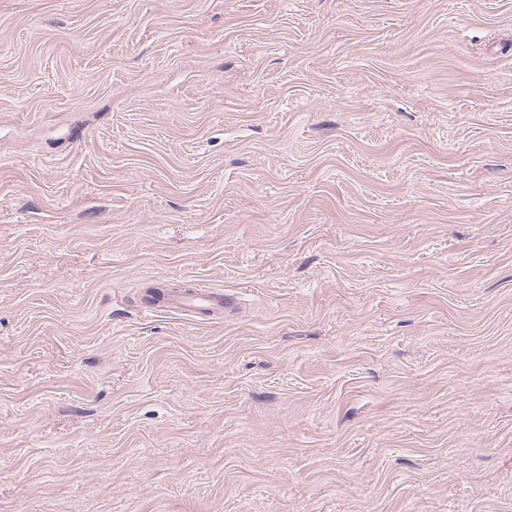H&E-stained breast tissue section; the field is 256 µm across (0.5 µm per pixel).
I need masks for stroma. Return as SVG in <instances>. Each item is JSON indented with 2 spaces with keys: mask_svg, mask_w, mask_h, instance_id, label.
Returning a JSON list of instances; mask_svg holds the SVG:
<instances>
[{
  "mask_svg": "<svg viewBox=\"0 0 512 512\" xmlns=\"http://www.w3.org/2000/svg\"><path fill=\"white\" fill-rule=\"evenodd\" d=\"M0 512H512V0H0ZM167 307L190 312L197 310L221 312L224 311V295L207 291L171 295L168 297Z\"/></svg>",
  "mask_w": 512,
  "mask_h": 512,
  "instance_id": "1",
  "label": "stroma"
}]
</instances>
